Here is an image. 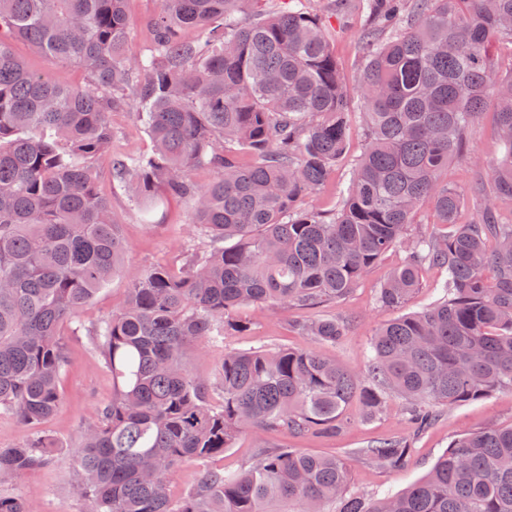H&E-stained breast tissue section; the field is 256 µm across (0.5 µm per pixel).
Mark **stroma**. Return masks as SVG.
<instances>
[{
    "instance_id": "stroma-1",
    "label": "stroma",
    "mask_w": 512,
    "mask_h": 512,
    "mask_svg": "<svg viewBox=\"0 0 512 512\" xmlns=\"http://www.w3.org/2000/svg\"><path fill=\"white\" fill-rule=\"evenodd\" d=\"M159 6V0H127L126 9L132 28L128 53L136 55L149 49V22ZM330 23L337 62L350 93H357L360 79L359 42L366 17L355 12L348 16L331 17ZM14 50L30 68L57 82L72 86L87 83L86 73L77 66L49 59L23 42L15 43ZM109 120L112 125L113 154L147 156L152 153V140L131 107L112 110ZM495 125V105L490 102L486 104L470 136L466 152L442 169L441 180L459 191H466L475 176V159L489 160L497 150ZM363 148L360 122L355 119L350 125L345 157L331 168L325 184L316 194L299 201V208H333L347 187L351 164ZM95 166L98 192L110 203L115 219L122 226L130 266L141 269L162 265L177 269L182 264L181 253L184 249L202 246L203 239L191 222L188 200L161 194L149 212H141L113 179L111 156L99 158ZM404 257L405 252L399 247L387 252L359 280L346 300L321 307V314L353 319L348 335L337 344L321 346V353L335 358L350 370H363L372 336L397 316L395 310L378 304V288L389 270L400 264ZM126 288L125 275L111 279L83 307L79 314L80 323L89 327L118 311L124 302ZM304 315V310L287 306L244 308L242 317L249 325L248 332L221 341H198L192 349L190 368L196 375H210L223 361L225 352L230 350H248L263 345L309 348L311 340L300 335L293 327L294 321ZM60 389L62 408L45 426L46 431L59 443L55 461L49 469L17 479L12 488L15 495L32 503L36 512H87L85 502L73 489V451L81 430L93 420L97 408L111 399L112 377L89 349L85 339L71 341L69 362L62 373ZM348 413L353 419L351 428L335 437L311 435L304 438H273L258 430L246 432L232 448L225 450L224 468L228 471L242 469L252 459L256 449L263 446L280 444L312 453L337 454L347 448H363L375 440L408 431L404 403L395 396L389 399L387 409L381 416L361 418L360 408L355 403L350 405ZM489 424L512 425V391H500L478 401L444 408L439 422L420 436L412 456L398 470L386 471L372 464L353 462L350 489L360 496L379 491L392 494L401 492L427 475L452 440Z\"/></svg>"
}]
</instances>
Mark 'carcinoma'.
<instances>
[{"label": "carcinoma", "instance_id": "carcinoma-1", "mask_svg": "<svg viewBox=\"0 0 512 512\" xmlns=\"http://www.w3.org/2000/svg\"><path fill=\"white\" fill-rule=\"evenodd\" d=\"M252 2L161 0L151 48L131 56L125 0H0V411L32 426L52 419L69 337L83 333L113 386L75 445L88 512H284V502L290 512H512V426L454 439L423 480L370 499L350 491L348 459L397 469L410 439L345 456L261 448L235 473L217 464L252 428L340 435L352 401L374 418L388 391L419 432L440 405L512 390V222L488 209L457 223L464 199L438 177L492 96L501 155L481 163L470 197L512 199V72L490 60L494 40L512 41V0H335L371 24L359 90L365 147L329 213L295 208L348 149L351 99L328 26L308 0H278L242 25L237 14ZM14 40L82 68L88 85L34 72ZM129 101L153 152L112 157L113 176L143 205L159 190L188 199L211 238L176 272L126 266L120 225L96 189L94 162L112 151L109 114ZM198 167L214 178L195 184ZM424 203L442 235L410 232ZM396 246L406 256L377 302L402 307L425 266L445 273L442 296L380 327L364 372L288 347L227 352L207 378L189 371L193 342L248 331L240 306L341 302ZM118 272L123 307L76 324ZM349 325L330 316L296 329L336 344ZM55 448L46 434L0 448V512H32L11 480L48 467ZM184 462L199 477L175 499L170 482Z\"/></svg>", "mask_w": 512, "mask_h": 512}]
</instances>
